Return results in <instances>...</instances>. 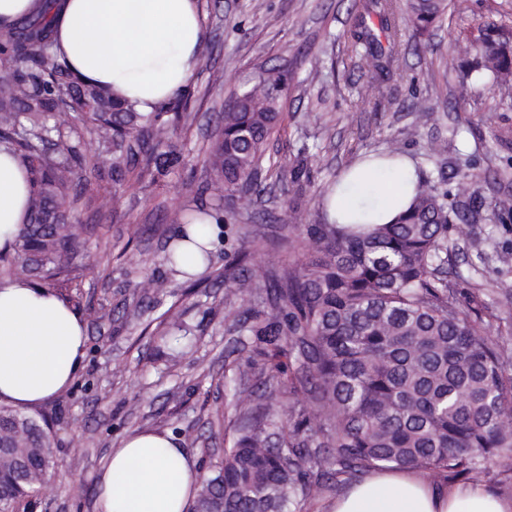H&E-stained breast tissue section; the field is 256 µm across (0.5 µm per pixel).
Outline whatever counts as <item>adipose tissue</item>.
Instances as JSON below:
<instances>
[{"instance_id": "adipose-tissue-1", "label": "adipose tissue", "mask_w": 512, "mask_h": 512, "mask_svg": "<svg viewBox=\"0 0 512 512\" xmlns=\"http://www.w3.org/2000/svg\"><path fill=\"white\" fill-rule=\"evenodd\" d=\"M50 13L58 53L89 84L151 112L188 85L204 41L199 0H0V35ZM409 156L394 165L371 155L344 171L325 196L335 224H390L417 188ZM29 195L18 160L0 150V249H10ZM87 336L80 313L48 288L0 280V403L32 409L71 387ZM196 461L169 435L134 432L97 474L99 512H188ZM331 512H512V500L474 483L434 487L410 471L373 472L337 496Z\"/></svg>"}]
</instances>
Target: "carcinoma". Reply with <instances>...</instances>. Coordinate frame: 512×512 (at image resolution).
<instances>
[{
    "instance_id": "obj_1",
    "label": "carcinoma",
    "mask_w": 512,
    "mask_h": 512,
    "mask_svg": "<svg viewBox=\"0 0 512 512\" xmlns=\"http://www.w3.org/2000/svg\"><path fill=\"white\" fill-rule=\"evenodd\" d=\"M406 5L422 33L449 11L461 19L472 12L471 0ZM362 9L351 52L370 94L395 73L400 32L392 0H365ZM371 15L379 35L365 23ZM458 37L471 52L446 61L455 97L466 100L480 86L512 91V26L487 23ZM0 55L12 63L0 83V146L20 160L31 185L13 252L0 253V278L21 271L46 288H66L74 261L84 257V227L69 221L70 204L102 183L100 162L60 114L87 124L101 152L112 155L108 190L118 203L136 169L159 179L183 163L170 145L148 146L145 136L187 122L188 105L174 98L145 114L76 81L44 15L5 39ZM288 84L284 73L267 69L225 103L222 133L204 164L227 198L253 201L265 191L262 172L279 170L266 149ZM454 178L453 195L419 179L418 195L393 224H310L308 245L286 236L291 251H302L296 260L258 265L247 280L234 273L251 264L247 248L221 272L213 251L197 245L206 270L228 285L226 304L266 297L229 327L232 352L247 354L224 368V427L232 436L224 460L200 475L192 512H302L371 469H413L440 484L512 458V346L489 336V324L472 318L442 277L452 261L449 224L474 222L479 213L481 176L460 168ZM179 212L175 242L189 238L196 222L224 226L220 206L199 202ZM181 257L166 246V264L199 285ZM47 429L45 420L0 406V512H16L52 476Z\"/></svg>"
}]
</instances>
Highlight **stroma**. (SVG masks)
I'll return each mask as SVG.
<instances>
[{
    "instance_id": "stroma-1",
    "label": "stroma",
    "mask_w": 512,
    "mask_h": 512,
    "mask_svg": "<svg viewBox=\"0 0 512 512\" xmlns=\"http://www.w3.org/2000/svg\"><path fill=\"white\" fill-rule=\"evenodd\" d=\"M355 2L199 0L206 37L188 84L192 117L170 135L184 165L158 182L142 174L117 211L108 197L89 190L73 215L86 229L91 255L71 272L79 286L73 306L86 324V358L73 386L32 412L49 423L57 469L28 512H98L100 465L135 431L172 434L202 468L223 458L217 420L225 410L228 328L239 309L225 305L222 282L184 284L166 264L164 245L174 231L176 202H191L199 186L214 182L204 151L220 134L225 102L263 69L294 75L281 102L284 128L270 152L290 165L309 146L319 150L320 162L299 196L285 174L269 178L263 197L245 208L208 192L209 204H223L229 234L216 245V268L232 262L237 244L249 247L254 260L274 255L288 262L278 221L288 199L296 198L303 224L324 223L325 193L364 154L398 150L445 190L454 187V171L467 166L483 177V208L477 223L450 229L448 277L458 299L477 298L484 314L495 317V335L512 344V215L493 213L498 199L512 197V94L481 87L469 101H456L443 63L457 50L464 24L512 18V0H472L467 20L451 14L425 34L408 22L405 0H396L400 67L379 104L364 100L367 78L351 60ZM419 102L426 111H416ZM435 142L445 143L444 153L430 155ZM159 317L168 326L193 328V350L181 360H174L167 337L151 334L148 325Z\"/></svg>"
}]
</instances>
